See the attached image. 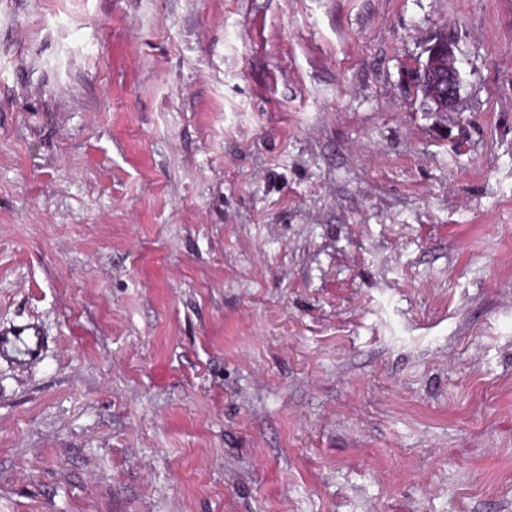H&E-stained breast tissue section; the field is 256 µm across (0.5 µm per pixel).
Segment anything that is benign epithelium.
Returning a JSON list of instances; mask_svg holds the SVG:
<instances>
[{"mask_svg": "<svg viewBox=\"0 0 512 512\" xmlns=\"http://www.w3.org/2000/svg\"><path fill=\"white\" fill-rule=\"evenodd\" d=\"M456 43L445 31L435 33L425 48L426 59L407 73L436 112H454L460 100V74L455 66Z\"/></svg>", "mask_w": 512, "mask_h": 512, "instance_id": "1", "label": "benign epithelium"}]
</instances>
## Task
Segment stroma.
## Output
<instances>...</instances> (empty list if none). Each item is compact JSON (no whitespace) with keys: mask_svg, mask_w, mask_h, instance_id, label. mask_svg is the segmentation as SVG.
<instances>
[{"mask_svg":"<svg viewBox=\"0 0 512 512\" xmlns=\"http://www.w3.org/2000/svg\"><path fill=\"white\" fill-rule=\"evenodd\" d=\"M28 327L0 512H512V0H0ZM455 48V41L446 31L435 33L425 48V61L406 76L424 98L434 103V112H454L458 108L461 80L455 66Z\"/></svg>","mask_w":512,"mask_h":512,"instance_id":"stroma-1","label":"stroma"}]
</instances>
